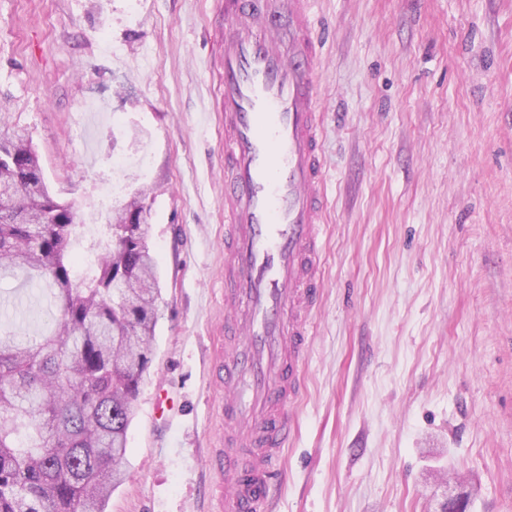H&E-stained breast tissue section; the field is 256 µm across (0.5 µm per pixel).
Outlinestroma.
Listing matches in <instances>:
<instances>
[{"mask_svg": "<svg viewBox=\"0 0 512 512\" xmlns=\"http://www.w3.org/2000/svg\"><path fill=\"white\" fill-rule=\"evenodd\" d=\"M311 15L323 298L267 512H438L448 489L467 512H512V0H313ZM223 53L224 0H0V132L24 130L50 191L84 211L80 245L151 191L162 299L107 512L213 507Z\"/></svg>", "mask_w": 512, "mask_h": 512, "instance_id": "1", "label": "stroma"}]
</instances>
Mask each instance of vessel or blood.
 I'll use <instances>...</instances> for the list:
<instances>
[{
    "label": "vessel or blood",
    "instance_id": "1",
    "mask_svg": "<svg viewBox=\"0 0 512 512\" xmlns=\"http://www.w3.org/2000/svg\"><path fill=\"white\" fill-rule=\"evenodd\" d=\"M311 0H224V417L253 450L222 512H263L283 482L321 288L322 41Z\"/></svg>",
    "mask_w": 512,
    "mask_h": 512
}]
</instances>
